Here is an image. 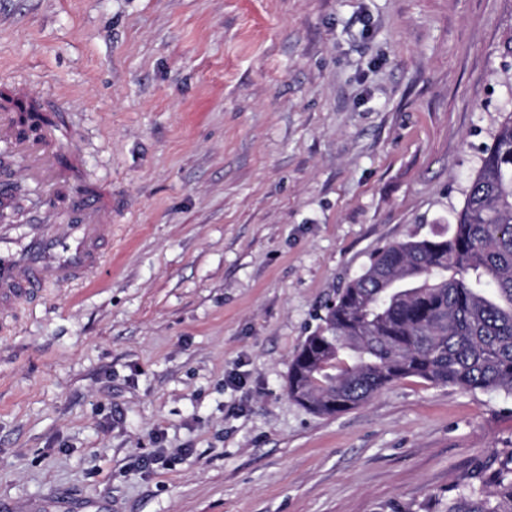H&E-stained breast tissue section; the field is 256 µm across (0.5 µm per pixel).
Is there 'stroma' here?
Instances as JSON below:
<instances>
[{
    "label": "stroma",
    "mask_w": 512,
    "mask_h": 512,
    "mask_svg": "<svg viewBox=\"0 0 512 512\" xmlns=\"http://www.w3.org/2000/svg\"><path fill=\"white\" fill-rule=\"evenodd\" d=\"M510 32L512 0H0V78L113 204L103 273L0 333V507L444 512L512 449L499 392L286 387L371 254L461 210Z\"/></svg>",
    "instance_id": "1"
}]
</instances>
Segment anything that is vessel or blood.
<instances>
[{"instance_id":"1","label":"vessel or blood","mask_w":512,"mask_h":512,"mask_svg":"<svg viewBox=\"0 0 512 512\" xmlns=\"http://www.w3.org/2000/svg\"><path fill=\"white\" fill-rule=\"evenodd\" d=\"M41 101L40 91L25 82L7 81L0 98V153L49 163L53 190H60L66 163L78 155L59 130L23 134L19 115ZM10 189H0V317L39 298L47 284L73 288L85 284L106 262V227L112 219V193L101 187L78 189L70 206L45 197L19 224L9 205Z\"/></svg>"}]
</instances>
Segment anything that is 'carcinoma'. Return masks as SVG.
I'll use <instances>...</instances> for the list:
<instances>
[{"label":"carcinoma","mask_w":512,"mask_h":512,"mask_svg":"<svg viewBox=\"0 0 512 512\" xmlns=\"http://www.w3.org/2000/svg\"><path fill=\"white\" fill-rule=\"evenodd\" d=\"M418 378L512 396V112L455 222L378 249L288 369V395L332 416ZM446 512H512V452L455 484Z\"/></svg>","instance_id":"carcinoma-1"}]
</instances>
